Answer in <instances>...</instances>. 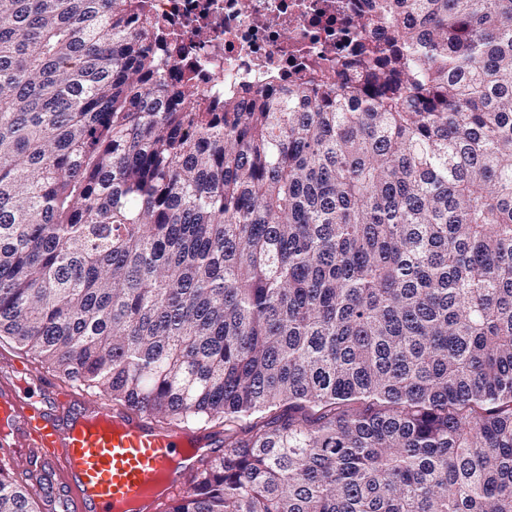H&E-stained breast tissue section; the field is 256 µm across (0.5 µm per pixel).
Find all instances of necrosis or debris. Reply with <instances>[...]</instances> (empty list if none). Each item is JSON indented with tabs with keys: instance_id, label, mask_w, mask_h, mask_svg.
Returning a JSON list of instances; mask_svg holds the SVG:
<instances>
[{
	"instance_id": "4bbe7bcc",
	"label": "necrosis or debris",
	"mask_w": 512,
	"mask_h": 512,
	"mask_svg": "<svg viewBox=\"0 0 512 512\" xmlns=\"http://www.w3.org/2000/svg\"><path fill=\"white\" fill-rule=\"evenodd\" d=\"M173 36L192 47L198 90L208 74L225 92L261 87L335 60L371 7L370 0H148Z\"/></svg>"
}]
</instances>
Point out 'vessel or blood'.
<instances>
[{"label":"vessel or blood","instance_id":"obj_1","mask_svg":"<svg viewBox=\"0 0 512 512\" xmlns=\"http://www.w3.org/2000/svg\"><path fill=\"white\" fill-rule=\"evenodd\" d=\"M222 444V435L201 427L163 428L68 391L44 400L0 383V446L16 461L33 459L62 475V512H135L155 507L156 490L184 495L187 449L207 454Z\"/></svg>","mask_w":512,"mask_h":512}]
</instances>
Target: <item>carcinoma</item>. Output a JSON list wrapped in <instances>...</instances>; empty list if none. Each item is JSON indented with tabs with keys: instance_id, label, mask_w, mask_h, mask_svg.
Listing matches in <instances>:
<instances>
[{
	"instance_id": "1",
	"label": "carcinoma",
	"mask_w": 512,
	"mask_h": 512,
	"mask_svg": "<svg viewBox=\"0 0 512 512\" xmlns=\"http://www.w3.org/2000/svg\"><path fill=\"white\" fill-rule=\"evenodd\" d=\"M161 32L0 0V338L222 428L163 512H512V0H376L228 97Z\"/></svg>"
}]
</instances>
